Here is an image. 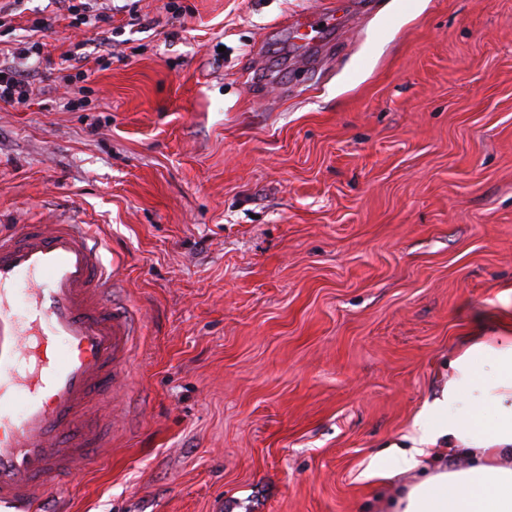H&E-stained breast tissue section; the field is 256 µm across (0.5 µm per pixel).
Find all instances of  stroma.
Returning <instances> with one entry per match:
<instances>
[{
	"label": "stroma",
	"mask_w": 512,
	"mask_h": 512,
	"mask_svg": "<svg viewBox=\"0 0 512 512\" xmlns=\"http://www.w3.org/2000/svg\"><path fill=\"white\" fill-rule=\"evenodd\" d=\"M97 4L108 45L0 27V225H90L137 320L48 512H386L374 455L512 324V0ZM33 93L31 84L16 69L0 67V101L26 103Z\"/></svg>",
	"instance_id": "stroma-1"
}]
</instances>
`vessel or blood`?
I'll return each instance as SVG.
<instances>
[{"label": "vessel or blood", "instance_id": "obj_1", "mask_svg": "<svg viewBox=\"0 0 512 512\" xmlns=\"http://www.w3.org/2000/svg\"><path fill=\"white\" fill-rule=\"evenodd\" d=\"M90 226L0 231V507L39 512L50 483L92 464L106 432L92 411L131 360L135 320L111 302ZM65 343L68 355L55 354Z\"/></svg>", "mask_w": 512, "mask_h": 512}]
</instances>
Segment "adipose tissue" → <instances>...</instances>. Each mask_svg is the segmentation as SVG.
Instances as JSON below:
<instances>
[{
  "label": "adipose tissue",
  "instance_id": "1",
  "mask_svg": "<svg viewBox=\"0 0 512 512\" xmlns=\"http://www.w3.org/2000/svg\"><path fill=\"white\" fill-rule=\"evenodd\" d=\"M448 366L440 396L367 475L390 479L422 468L441 446L466 457V467L422 469L389 500V512H512V336L469 337Z\"/></svg>",
  "mask_w": 512,
  "mask_h": 512
}]
</instances>
